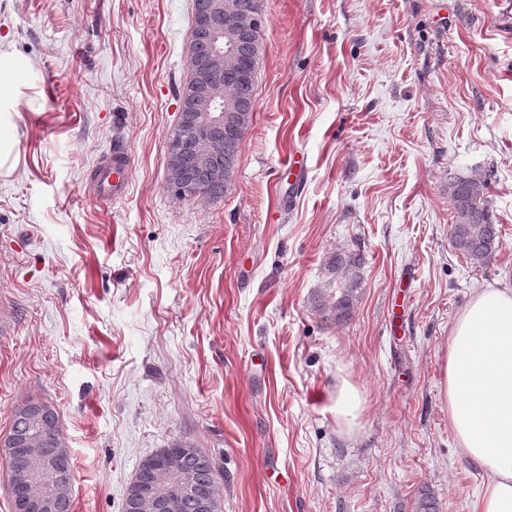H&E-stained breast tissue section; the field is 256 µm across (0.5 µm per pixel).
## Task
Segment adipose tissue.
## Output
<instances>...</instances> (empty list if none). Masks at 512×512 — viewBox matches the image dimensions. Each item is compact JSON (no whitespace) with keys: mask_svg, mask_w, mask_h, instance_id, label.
Masks as SVG:
<instances>
[{"mask_svg":"<svg viewBox=\"0 0 512 512\" xmlns=\"http://www.w3.org/2000/svg\"><path fill=\"white\" fill-rule=\"evenodd\" d=\"M439 397L461 457L480 473L471 512H512V289L485 288L457 315L448 337ZM331 408L352 435L365 400L340 378Z\"/></svg>","mask_w":512,"mask_h":512,"instance_id":"obj_1","label":"adipose tissue"}]
</instances>
